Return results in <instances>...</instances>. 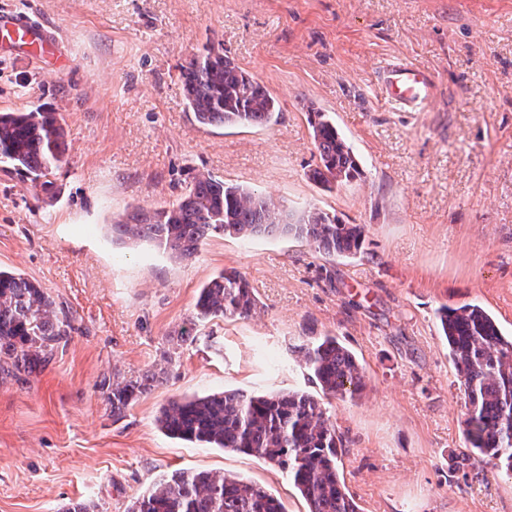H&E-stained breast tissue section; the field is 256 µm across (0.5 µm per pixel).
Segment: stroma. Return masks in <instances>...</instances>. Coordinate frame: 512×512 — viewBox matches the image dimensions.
Listing matches in <instances>:
<instances>
[{"instance_id": "1", "label": "stroma", "mask_w": 512, "mask_h": 512, "mask_svg": "<svg viewBox=\"0 0 512 512\" xmlns=\"http://www.w3.org/2000/svg\"><path fill=\"white\" fill-rule=\"evenodd\" d=\"M38 20L53 54L0 56V111L57 112L67 150L54 195L0 163V268L38 282L75 329L40 372L0 382V512H126L160 476L221 472L307 512L262 460L167 437L178 397L226 389L319 394L293 346L337 337L366 387L325 407L360 512H512V478L460 472L465 396L436 322L477 303L512 334V0H0ZM224 48L277 99L265 126L198 125L178 80ZM430 72L418 112L386 104L379 66ZM336 123L361 174L325 190L308 107ZM271 195L291 220L316 206L367 227L325 257L292 235L215 237L175 261L120 248L104 227L174 202L195 173ZM242 272L260 308L194 322L199 288ZM165 368L124 418L102 382Z\"/></svg>"}]
</instances>
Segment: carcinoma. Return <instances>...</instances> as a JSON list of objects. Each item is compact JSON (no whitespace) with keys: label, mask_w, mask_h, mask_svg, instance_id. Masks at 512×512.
I'll list each match as a JSON object with an SVG mask.
<instances>
[{"label":"carcinoma","mask_w":512,"mask_h":512,"mask_svg":"<svg viewBox=\"0 0 512 512\" xmlns=\"http://www.w3.org/2000/svg\"><path fill=\"white\" fill-rule=\"evenodd\" d=\"M179 81L188 108L202 126L269 124L276 98L224 49L206 48L181 66ZM319 164L314 183L330 190L359 173L351 147L333 120L316 112L310 121ZM66 151V132L55 112L41 108L0 112V163L30 176L49 194ZM116 245L147 243L178 261L193 258L212 237L249 239L290 235L305 239L325 256L360 251L366 225L345 224L313 207L298 223L273 198L198 173L172 205L135 208L108 225ZM259 307L248 279L224 271L199 288L195 318H246ZM441 336L466 397L463 461L489 464L512 477V335L476 303L438 309ZM74 330L72 318L39 283L0 269V380L44 367ZM326 398H353L366 386L354 354L336 337L322 336L294 350ZM163 369L106 387L112 417L119 419ZM158 428L168 437L206 448H224L260 459L286 473L308 503V512H358L338 468L336 428L317 398L299 392L272 395L226 390L181 397L162 406ZM127 512H285L272 493L222 473L175 471L163 476L128 506Z\"/></svg>","instance_id":"obj_1"}]
</instances>
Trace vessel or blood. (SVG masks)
<instances>
[{
    "mask_svg": "<svg viewBox=\"0 0 512 512\" xmlns=\"http://www.w3.org/2000/svg\"><path fill=\"white\" fill-rule=\"evenodd\" d=\"M0 28L11 42L26 41L28 36L39 34L41 25L15 11L0 18ZM379 81L385 100L401 109L420 110L435 95V81L429 73L407 63H390L379 72Z\"/></svg>",
    "mask_w": 512,
    "mask_h": 512,
    "instance_id": "obj_1",
    "label": "vessel or blood"
}]
</instances>
